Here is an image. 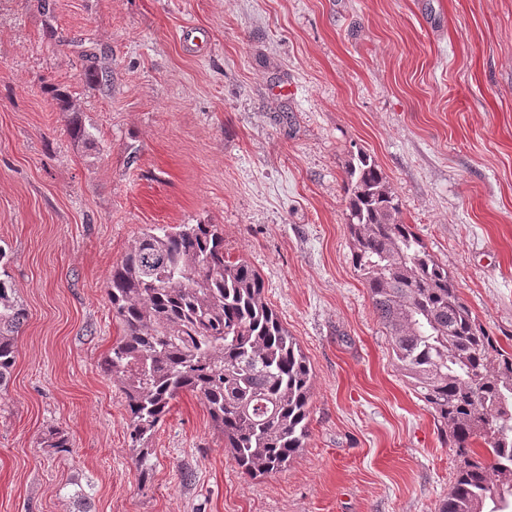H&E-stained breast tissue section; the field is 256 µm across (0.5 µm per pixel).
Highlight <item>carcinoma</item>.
<instances>
[{
	"instance_id": "1",
	"label": "carcinoma",
	"mask_w": 512,
	"mask_h": 512,
	"mask_svg": "<svg viewBox=\"0 0 512 512\" xmlns=\"http://www.w3.org/2000/svg\"><path fill=\"white\" fill-rule=\"evenodd\" d=\"M345 184L353 268L398 366L460 461L438 512H512V352L487 334L448 269L399 218L371 155L357 152ZM264 288L247 262L226 259L213 224H152L112 267L107 295L124 336L103 365L125 395L140 474L152 468L156 427L186 393L203 401L224 447L251 476L283 471L304 447L312 367ZM24 318L14 288L0 279V387ZM40 445L71 448L54 427Z\"/></svg>"
}]
</instances>
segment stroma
<instances>
[{
  "label": "stroma",
  "mask_w": 512,
  "mask_h": 512,
  "mask_svg": "<svg viewBox=\"0 0 512 512\" xmlns=\"http://www.w3.org/2000/svg\"><path fill=\"white\" fill-rule=\"evenodd\" d=\"M0 0V278L25 309L0 388V512H436L459 460L351 263L345 167L376 161L512 350V0ZM101 51L106 84L84 77ZM82 124L91 140L71 135ZM152 224H214L313 370L309 436L251 477L204 403L137 472L113 266ZM72 447L38 445L47 427Z\"/></svg>",
  "instance_id": "stroma-1"
}]
</instances>
